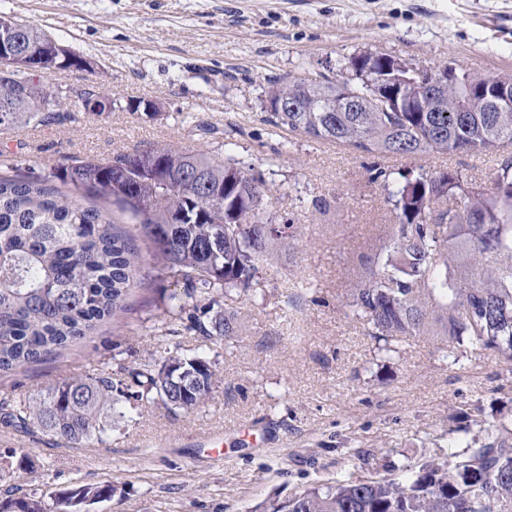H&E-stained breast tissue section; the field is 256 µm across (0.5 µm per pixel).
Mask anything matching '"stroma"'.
Instances as JSON below:
<instances>
[{"label": "stroma", "mask_w": 512, "mask_h": 512, "mask_svg": "<svg viewBox=\"0 0 512 512\" xmlns=\"http://www.w3.org/2000/svg\"><path fill=\"white\" fill-rule=\"evenodd\" d=\"M0 15L87 59L45 77L68 99L93 86L114 102L100 115L80 111L0 138L14 166L44 174L148 144L229 153L263 173L296 237L267 261L259 286L225 294L240 331L218 341L157 329L184 282L136 237L144 279L127 311L56 358L0 376V399H32L96 369L158 365L176 352L209 355L212 393L189 415L154 404L117 419L111 439L89 448L0 422V460L23 451L37 460L15 472L13 486L49 497L112 482L113 499L90 512H267L301 489L444 462L449 436L465 429L486 441L512 415V362L486 351L454 366L427 336L381 350L344 300L388 243L385 183L446 166L483 182L497 157L373 159L274 131L264 107L274 78H337L350 55L367 50L512 72V0H0ZM139 100L155 115L128 111ZM314 196L329 208H313ZM207 432L223 436L222 450L202 446Z\"/></svg>", "instance_id": "35a3bbf8"}]
</instances>
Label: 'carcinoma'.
<instances>
[{"label":"carcinoma","mask_w":512,"mask_h":512,"mask_svg":"<svg viewBox=\"0 0 512 512\" xmlns=\"http://www.w3.org/2000/svg\"><path fill=\"white\" fill-rule=\"evenodd\" d=\"M9 35L26 49L43 47L46 72L80 67V57L50 44L49 35L15 21ZM364 74L340 80L284 75L266 95L297 109L274 111L267 122L317 142L381 158L423 154H495L488 182L445 167L404 177L387 190L395 224L386 254L367 261L346 305L389 344L429 336L457 364L466 354L492 350L512 361V101L497 102L477 88L512 85V73L473 75L457 66L451 81L425 102L403 84L386 107L370 83H398L401 71L365 51L349 58ZM0 76V137L21 126L61 124L73 104L46 83L31 100L20 92L25 73ZM466 106V111L459 108ZM271 189L260 173L166 146H146L108 162L86 157L41 175L0 172V374L46 361L127 310L140 283L133 233L112 217L117 202L138 220L155 255L188 288L169 296L168 313L190 312L186 330L211 339L238 333L224 310L226 289L258 284L260 265L275 240L288 238L270 208ZM192 215L176 224L173 209ZM206 317L201 320L195 315ZM130 383L100 371L50 387L44 397L4 401L10 421L32 425L56 441L93 447L112 437L116 406L138 415L160 403L174 415L204 404L216 381L205 353L170 355L159 367L122 368ZM447 466L409 468L402 478L328 482L274 500L269 512H512V422L494 438H452ZM111 483L76 484L48 500L13 487L0 512H61L112 500Z\"/></svg>","instance_id":"carcinoma-1"}]
</instances>
